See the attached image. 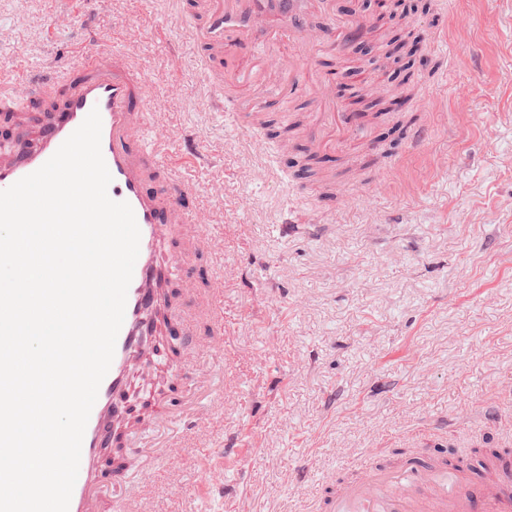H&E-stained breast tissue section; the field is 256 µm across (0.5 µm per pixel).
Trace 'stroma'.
<instances>
[{
	"instance_id": "obj_1",
	"label": "stroma",
	"mask_w": 512,
	"mask_h": 512,
	"mask_svg": "<svg viewBox=\"0 0 512 512\" xmlns=\"http://www.w3.org/2000/svg\"><path fill=\"white\" fill-rule=\"evenodd\" d=\"M207 3L0 0L7 97L33 96L16 73L77 69L90 21L98 53H124L146 81L148 138L208 230L168 290L223 287L224 366L160 395L137 374L138 412L164 401L202 424L148 478L151 512H226V490L239 512H327L363 458L479 478L482 450L512 454V0H430L409 19L421 42L405 89L313 51L319 76L383 81L393 106L362 135L336 126L310 162L317 88L286 99L258 70L294 55L288 27L227 56L193 38ZM211 73L240 77L236 123L211 104ZM188 138L208 162L184 154Z\"/></svg>"
}]
</instances>
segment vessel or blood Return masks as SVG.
<instances>
[{
	"instance_id": "obj_1",
	"label": "vessel or blood",
	"mask_w": 512,
	"mask_h": 512,
	"mask_svg": "<svg viewBox=\"0 0 512 512\" xmlns=\"http://www.w3.org/2000/svg\"><path fill=\"white\" fill-rule=\"evenodd\" d=\"M267 10L266 0H225L222 9L207 17V35L229 46L230 50L252 43L258 21ZM63 93L53 120L41 126L32 136L28 149L19 155L0 159V190L43 166L62 143L82 124L91 110L101 117V152L112 181L108 194L112 200L127 202L140 229L139 254L127 291L123 324L117 336L109 371L103 379L97 400L91 410L81 447L79 472L73 488L68 512H101L104 493L98 469L100 452L112 435L116 422L115 406L128 392L132 378V362H149L152 356L146 345L153 334L152 311L160 294L164 275L170 263L186 262L207 237L201 226L183 210L180 196L183 188L168 179L158 191L145 187L148 171L161 167L162 157L144 137L149 118L145 110L147 86L140 73L118 53L101 56L85 55L81 67L58 80ZM186 227L180 255L166 253L170 227ZM188 303L182 309L167 305V312H180L187 325L206 320L213 326L211 337H190L196 358L209 361L224 359V315L221 304L223 289L209 293L187 289ZM363 476L334 505V512H412L416 485L426 486L432 512H512L505 502L487 487L464 483L458 476L433 470L419 474H396L373 468L361 461ZM139 473L131 472L113 484L112 512H146L147 501Z\"/></svg>"
}]
</instances>
